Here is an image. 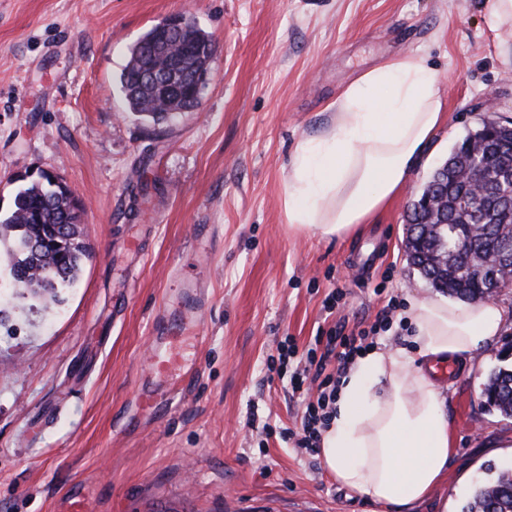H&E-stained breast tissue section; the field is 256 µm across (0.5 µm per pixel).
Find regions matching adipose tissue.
I'll return each mask as SVG.
<instances>
[{
    "label": "adipose tissue",
    "mask_w": 512,
    "mask_h": 512,
    "mask_svg": "<svg viewBox=\"0 0 512 512\" xmlns=\"http://www.w3.org/2000/svg\"><path fill=\"white\" fill-rule=\"evenodd\" d=\"M442 121L435 72L400 56L362 73L330 127L303 141L285 187L291 228L341 237L398 194ZM405 347H372L340 383L320 458L337 484L376 506L413 508L445 479L451 415L433 365H462L512 321L502 302L410 299Z\"/></svg>",
    "instance_id": "1"
}]
</instances>
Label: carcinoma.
Listing matches in <instances>:
<instances>
[{
    "label": "carcinoma",
    "instance_id": "obj_1",
    "mask_svg": "<svg viewBox=\"0 0 512 512\" xmlns=\"http://www.w3.org/2000/svg\"><path fill=\"white\" fill-rule=\"evenodd\" d=\"M154 30H149L131 49L130 59L120 75L123 99L128 112L153 125L174 122L179 113L155 107L160 93L154 88L153 71L158 53L152 46ZM189 48L198 43L208 47L209 34L191 19H184L182 32L169 38ZM482 142L485 169H512V128H500L481 136L474 132L456 145L457 153L468 154L470 145ZM512 190L505 183L495 186L479 207L462 211L459 197L469 193L468 184L451 174L443 182L436 170L422 194L433 192L446 199L443 214L433 218L414 201L406 228L407 257L434 290L465 301H479L489 288L493 265L484 260L498 252L505 240L512 242V208L499 197ZM76 197L51 174L22 185L13 206L0 218V260L5 262L13 281L37 299H54L59 290L73 285L86 255L80 214L75 212ZM478 224L483 233L461 247L466 224ZM486 405L512 417V357L504 356L493 369L482 389ZM461 512H512V465L488 466L487 476L478 481L464 502Z\"/></svg>",
    "mask_w": 512,
    "mask_h": 512
}]
</instances>
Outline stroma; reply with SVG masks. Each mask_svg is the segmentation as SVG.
Wrapping results in <instances>:
<instances>
[{"mask_svg": "<svg viewBox=\"0 0 512 512\" xmlns=\"http://www.w3.org/2000/svg\"><path fill=\"white\" fill-rule=\"evenodd\" d=\"M174 14L215 53L200 109L155 126L126 112L119 77ZM504 43L483 0H0V215L18 175L52 172L84 204L88 250L59 302L0 301V512H64L72 494L88 512H371L282 433L319 394L304 371L317 332L403 346L401 305L439 299L407 262L406 215L486 94L512 115ZM402 55L440 80L423 163L355 233L291 229L297 146ZM190 282L208 303L179 351L199 376L175 410L140 413L155 325ZM510 344L511 324L448 379L455 453L418 512H459L485 466L512 462V418L481 398Z\"/></svg>", "mask_w": 512, "mask_h": 512, "instance_id": "obj_1", "label": "stroma"}]
</instances>
